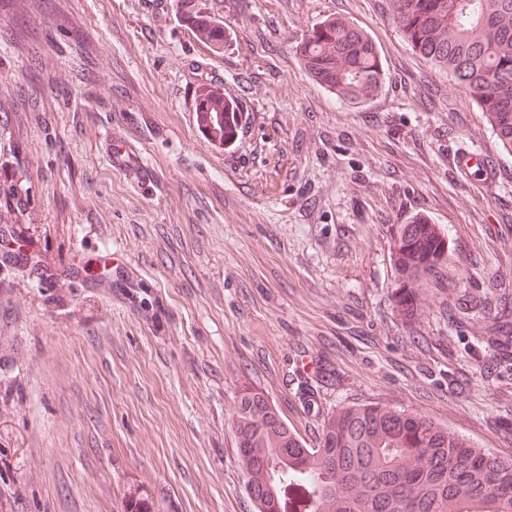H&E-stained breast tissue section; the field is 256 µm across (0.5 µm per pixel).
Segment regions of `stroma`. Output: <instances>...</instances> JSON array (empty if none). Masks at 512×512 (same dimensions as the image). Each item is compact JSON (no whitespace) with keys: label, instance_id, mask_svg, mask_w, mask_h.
Wrapping results in <instances>:
<instances>
[{"label":"stroma","instance_id":"stroma-1","mask_svg":"<svg viewBox=\"0 0 512 512\" xmlns=\"http://www.w3.org/2000/svg\"><path fill=\"white\" fill-rule=\"evenodd\" d=\"M329 16L381 55L362 104L296 53ZM204 92L236 112L233 140L194 124ZM113 140L144 177L112 168ZM459 147L491 153L497 181L457 176ZM419 215L448 261L408 318L392 257ZM2 227L0 512H116L129 482L162 512H256L233 432L246 385L309 443L375 401L512 459V154L391 0H0Z\"/></svg>","mask_w":512,"mask_h":512}]
</instances>
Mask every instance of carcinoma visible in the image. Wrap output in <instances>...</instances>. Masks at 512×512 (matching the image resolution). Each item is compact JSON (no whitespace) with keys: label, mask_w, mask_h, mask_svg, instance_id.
I'll return each instance as SVG.
<instances>
[{"label":"carcinoma","mask_w":512,"mask_h":512,"mask_svg":"<svg viewBox=\"0 0 512 512\" xmlns=\"http://www.w3.org/2000/svg\"><path fill=\"white\" fill-rule=\"evenodd\" d=\"M402 38L454 85L469 93L494 140L512 153V0H392ZM197 37L219 44L207 21ZM311 78L342 102L359 104L383 81L378 49L356 25L315 24L299 45ZM210 125L235 135L224 97H210ZM448 260L437 224H401L395 269L410 289ZM234 435L244 489L257 512H512V459L501 458L431 417L378 402L350 404L323 419L309 446L262 391L237 396ZM118 512H158L141 485L123 488Z\"/></svg>","instance_id":"carcinoma-1"}]
</instances>
